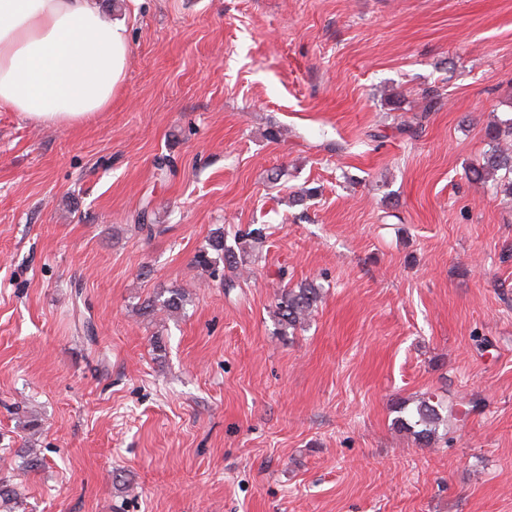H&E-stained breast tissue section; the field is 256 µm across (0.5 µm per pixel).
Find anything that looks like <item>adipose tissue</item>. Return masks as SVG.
Masks as SVG:
<instances>
[{
	"label": "adipose tissue",
	"mask_w": 512,
	"mask_h": 512,
	"mask_svg": "<svg viewBox=\"0 0 512 512\" xmlns=\"http://www.w3.org/2000/svg\"><path fill=\"white\" fill-rule=\"evenodd\" d=\"M129 53L125 23L99 0H0V108L78 126L111 108Z\"/></svg>",
	"instance_id": "adipose-tissue-1"
}]
</instances>
